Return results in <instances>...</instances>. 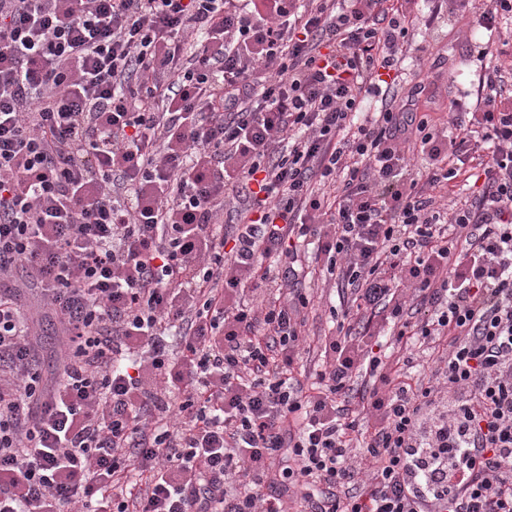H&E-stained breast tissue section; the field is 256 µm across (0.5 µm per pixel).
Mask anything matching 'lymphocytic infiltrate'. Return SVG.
<instances>
[{"instance_id": "1", "label": "lymphocytic infiltrate", "mask_w": 512, "mask_h": 512, "mask_svg": "<svg viewBox=\"0 0 512 512\" xmlns=\"http://www.w3.org/2000/svg\"><path fill=\"white\" fill-rule=\"evenodd\" d=\"M408 23L0 0V512H512V70L457 104L458 139L393 99L355 124ZM475 137L481 188L441 212ZM310 239L413 356L343 329L290 377L308 299L280 291ZM18 266L67 336L51 386Z\"/></svg>"}]
</instances>
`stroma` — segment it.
Returning <instances> with one entry per match:
<instances>
[{
	"label": "stroma",
	"instance_id": "35a3bbf8",
	"mask_svg": "<svg viewBox=\"0 0 512 512\" xmlns=\"http://www.w3.org/2000/svg\"><path fill=\"white\" fill-rule=\"evenodd\" d=\"M407 52L400 61L402 88L417 84L426 90L417 97L419 111L429 113L435 124L449 121L453 101L463 98L475 104L478 80L486 70L512 68V19L497 20L495 36L474 29L469 16L442 11L431 15L426 0H409ZM310 276L300 278L297 288L309 303L302 309L310 344L303 352L305 370L316 368L320 359L319 341L335 333L337 323L330 312L350 301V293L341 289L337 277L329 275L320 264L310 263ZM37 361L44 376H53L65 342L57 319H42L36 327Z\"/></svg>",
	"mask_w": 512,
	"mask_h": 512
}]
</instances>
